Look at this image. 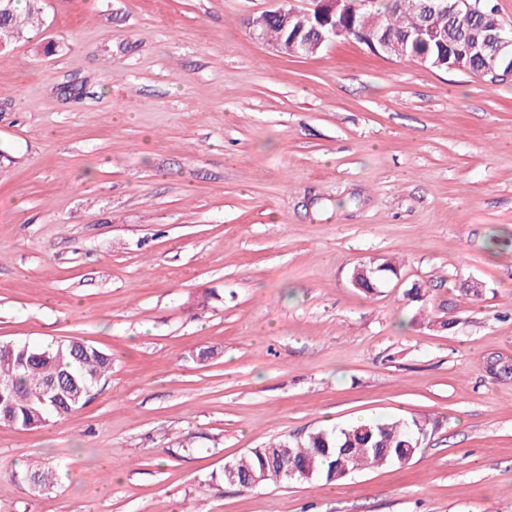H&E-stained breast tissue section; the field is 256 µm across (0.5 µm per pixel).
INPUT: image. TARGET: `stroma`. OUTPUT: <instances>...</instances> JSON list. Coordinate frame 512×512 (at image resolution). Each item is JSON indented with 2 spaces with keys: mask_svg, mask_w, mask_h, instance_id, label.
Returning <instances> with one entry per match:
<instances>
[{
  "mask_svg": "<svg viewBox=\"0 0 512 512\" xmlns=\"http://www.w3.org/2000/svg\"><path fill=\"white\" fill-rule=\"evenodd\" d=\"M274 6L44 0L0 54V342L112 354L66 419L0 426V512H512V75L284 57ZM373 417L427 421L408 464L219 480ZM361 267L365 268V275H360L357 279V284L355 285L357 288H362L367 292H372L376 288L380 281L388 276L397 274L396 267L389 261H385L376 266H366L362 265ZM22 478L34 490L52 487L58 481L56 469L34 466L28 467Z\"/></svg>",
  "mask_w": 512,
  "mask_h": 512,
  "instance_id": "obj_1",
  "label": "stroma"
}]
</instances>
